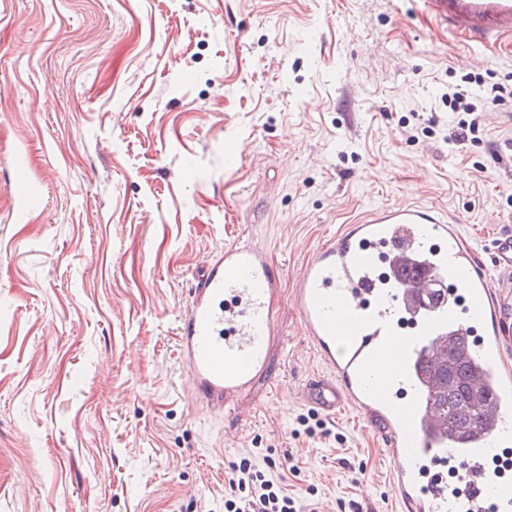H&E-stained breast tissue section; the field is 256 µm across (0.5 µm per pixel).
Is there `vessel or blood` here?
<instances>
[{
	"instance_id": "vessel-or-blood-1",
	"label": "vessel or blood",
	"mask_w": 512,
	"mask_h": 512,
	"mask_svg": "<svg viewBox=\"0 0 512 512\" xmlns=\"http://www.w3.org/2000/svg\"><path fill=\"white\" fill-rule=\"evenodd\" d=\"M421 2L461 42L495 50L512 41V0ZM200 269L178 320L179 358L220 414L268 367L281 279L267 250L245 239L204 256ZM439 282L448 297L429 303ZM288 307L325 367L304 382V402L328 416L351 408L375 425L404 512H512V475L498 465L512 446V235L489 272L439 208L381 207L311 252ZM452 336L494 397L469 449L449 436L428 375ZM439 464L467 473L431 482Z\"/></svg>"
}]
</instances>
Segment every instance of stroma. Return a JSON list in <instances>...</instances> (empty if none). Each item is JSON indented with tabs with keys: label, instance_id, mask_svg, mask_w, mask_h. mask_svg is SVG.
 Listing matches in <instances>:
<instances>
[{
	"label": "stroma",
	"instance_id": "1",
	"mask_svg": "<svg viewBox=\"0 0 512 512\" xmlns=\"http://www.w3.org/2000/svg\"><path fill=\"white\" fill-rule=\"evenodd\" d=\"M415 0H0V512H224L243 450L298 457L308 507L399 512L386 450L293 439L320 364L288 308L313 249L391 203L512 233V98L451 151L449 84L512 87ZM438 124H429V116ZM240 238L281 273L240 421L192 399L177 317Z\"/></svg>",
	"mask_w": 512,
	"mask_h": 512
}]
</instances>
